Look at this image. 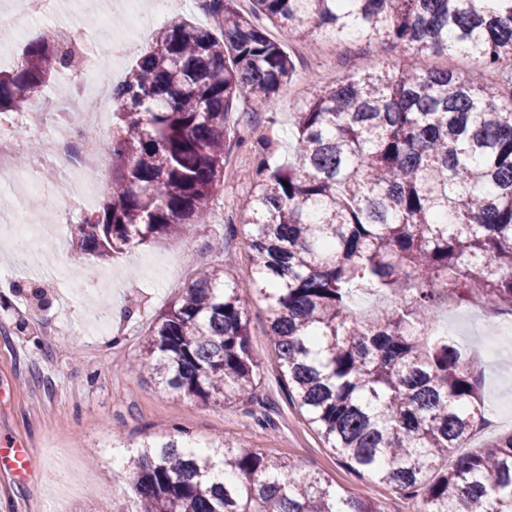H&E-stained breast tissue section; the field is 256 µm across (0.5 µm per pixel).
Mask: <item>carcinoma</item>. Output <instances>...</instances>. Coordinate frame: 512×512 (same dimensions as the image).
Wrapping results in <instances>:
<instances>
[{"instance_id":"1","label":"carcinoma","mask_w":512,"mask_h":512,"mask_svg":"<svg viewBox=\"0 0 512 512\" xmlns=\"http://www.w3.org/2000/svg\"><path fill=\"white\" fill-rule=\"evenodd\" d=\"M214 27L176 18L112 87L108 200L73 227L109 263L211 223L224 187L231 109H271L295 64L267 24L386 43L406 58L320 81L294 113L287 164L253 141L243 224L255 276L202 269L142 339L138 370L173 398H256L260 361L241 292L268 306L288 402L358 476L421 512H512V432L475 454L489 399L448 303L512 318V0H207ZM0 71V112H24L69 57L45 32ZM427 55L472 68L423 69ZM288 186H283V183ZM377 306L358 314L357 298ZM132 457L141 512H381L318 473L229 439L144 437Z\"/></svg>"}]
</instances>
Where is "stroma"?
<instances>
[{
	"mask_svg": "<svg viewBox=\"0 0 512 512\" xmlns=\"http://www.w3.org/2000/svg\"><path fill=\"white\" fill-rule=\"evenodd\" d=\"M63 19L87 25L99 38L104 24L121 29L127 11L114 0H67ZM296 64L293 79L278 95L272 112L250 111L236 103L238 135L273 142V162L287 163L294 147L293 114L308 98L312 83L308 37L269 27ZM327 74L343 77L369 70L379 62L398 63L389 46L363 47L354 38L326 39L320 50ZM224 177V202L205 230L180 239L159 238L132 254L100 265L72 242L71 225L58 221L55 199L41 197L28 207L21 186L0 180V215L8 219L36 216L42 227L41 266L19 258L8 239L0 238V322L12 330L0 335V448H26L34 475L22 481L0 470V512H138L130 456L132 442L152 433L188 431L201 440L232 437L245 450L283 457L302 470L333 480L349 494L375 501L382 512H418L416 500L394 487L357 477L340 466L302 415L287 403L277 363L266 334L269 311L253 292L243 300L250 318L251 341L261 358L258 399L248 405L178 401L160 393L146 374L131 372L140 357L143 335L159 312L192 281L197 267L213 260L208 244L236 251L232 276L250 280L253 268L243 246L244 215L256 180L249 147H233ZM66 265L69 276L56 280ZM43 289L49 301L40 310L32 297ZM111 304L113 329L97 326L87 312ZM493 410L512 415V346L484 365ZM268 416L271 426L257 417ZM124 440L121 448L113 440Z\"/></svg>",
	"mask_w": 512,
	"mask_h": 512,
	"instance_id": "stroma-1",
	"label": "stroma"
}]
</instances>
